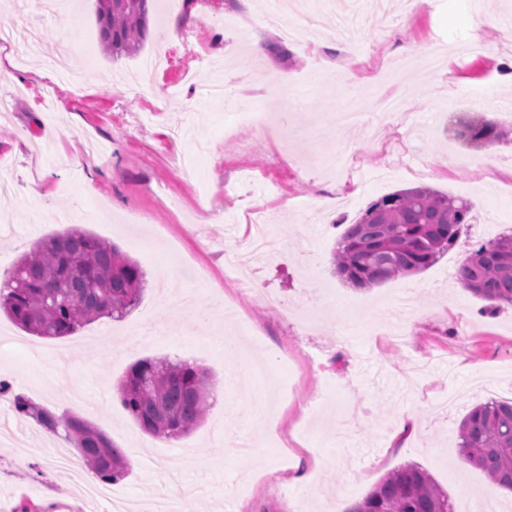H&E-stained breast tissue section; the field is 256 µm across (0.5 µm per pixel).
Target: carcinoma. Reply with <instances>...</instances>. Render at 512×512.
Returning a JSON list of instances; mask_svg holds the SVG:
<instances>
[{"mask_svg":"<svg viewBox=\"0 0 512 512\" xmlns=\"http://www.w3.org/2000/svg\"><path fill=\"white\" fill-rule=\"evenodd\" d=\"M103 51L117 60L141 49L148 0H95ZM458 135L469 144H490L502 132L467 120ZM471 204L429 187L388 194L371 204L340 237L335 273L372 288L433 265L455 245ZM458 280L490 306L512 305V234L482 244L464 259ZM145 286L140 265L116 246L85 230L68 229L42 240L21 257L0 289V310L24 331L43 338L76 333L101 318L122 319L139 304ZM214 382L197 364L167 358L137 361L117 383L123 407L149 435L185 436L206 416ZM16 413L73 445L78 457L105 482L127 475L126 453L91 422L57 415L15 395ZM459 452L494 484L512 489V400L473 407L458 428ZM351 512H455L454 503L414 464L389 471Z\"/></svg>","mask_w":512,"mask_h":512,"instance_id":"carcinoma-1","label":"carcinoma"}]
</instances>
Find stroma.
Masks as SVG:
<instances>
[{
	"label": "stroma",
	"mask_w": 512,
	"mask_h": 512,
	"mask_svg": "<svg viewBox=\"0 0 512 512\" xmlns=\"http://www.w3.org/2000/svg\"><path fill=\"white\" fill-rule=\"evenodd\" d=\"M166 0L152 7L133 57L101 49L95 0L42 22L31 0H0V171L15 191L0 194V280L43 238L63 232L57 214L137 261L147 284L126 318L102 319L45 339L0 313V380L56 413L81 411L131 457L116 484L128 512L156 502L206 512H333L337 498L360 501L390 470H426L454 504L494 502L478 469L460 466L458 427L474 406L512 398V305L488 311L451 278L482 243L512 229V169L479 165L483 150L454 136L459 122L487 113L512 157V0ZM302 12L327 18L314 49L285 39ZM39 28L41 49L23 56L14 27ZM352 35L361 56L405 60L402 84L412 122L376 135L336 129L347 100L334 78ZM196 43L188 54L182 37ZM443 39L438 70L418 60ZM488 49L459 60L458 42ZM285 46L284 54L269 50ZM263 45L254 54V45ZM166 56L147 79L142 63ZM209 57L213 67L201 59ZM254 112H285L288 124L262 132ZM359 158L347 176L331 165L342 150ZM85 157L83 167L72 157ZM194 159L199 191L181 186L178 165ZM255 173L240 193L225 192ZM96 194H88V184ZM426 186L478 200L457 245L423 272L372 288L344 283L331 253L346 226L382 196ZM266 209L278 246L262 263L239 256L237 220ZM233 297L242 327L216 307ZM238 344L226 360L225 334ZM195 363L215 389L204 424L178 439L146 434L115 386L144 358ZM269 406L288 449L269 440L266 421L245 405ZM415 439H391L403 416ZM41 428L0 398V512H107L85 503L59 472ZM310 469V488L293 482Z\"/></svg>",
	"instance_id": "stroma-1"
}]
</instances>
